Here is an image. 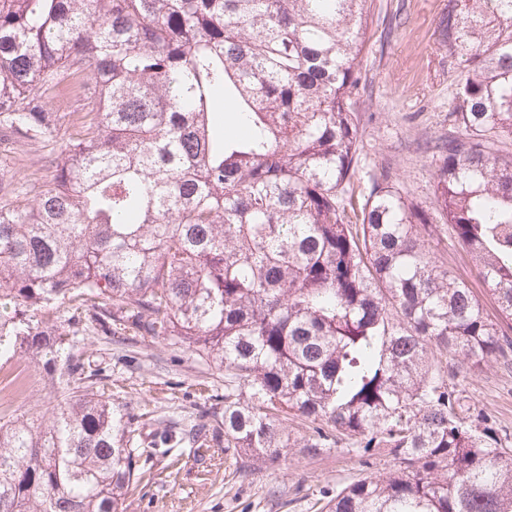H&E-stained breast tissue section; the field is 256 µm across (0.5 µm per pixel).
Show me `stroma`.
<instances>
[{
  "label": "stroma",
  "instance_id": "stroma-1",
  "mask_svg": "<svg viewBox=\"0 0 512 512\" xmlns=\"http://www.w3.org/2000/svg\"><path fill=\"white\" fill-rule=\"evenodd\" d=\"M445 5L446 0H368L371 38L358 63L361 85L354 98L361 133L355 195L367 193L373 178L386 170L409 199L426 207L435 204L438 160L423 145L451 132L448 114L460 78L437 41ZM71 131L63 125L40 144L1 142L0 181L39 186L49 178L51 161ZM432 248L473 289L489 317H497L494 297L452 236L435 237ZM78 350L111 375L114 396L143 412L150 430L196 413L199 383L208 382L216 394L224 392L223 374L199 366L190 354L172 355L160 343L145 340L134 347L142 362L138 369L118 364L121 346L99 336L87 337ZM457 385L477 410L512 435V364L491 360L480 372L459 377ZM234 468L224 456L201 461L189 451L178 468L157 463L149 484L129 494L127 512H318L323 496L367 472L359 457L340 448L315 458L294 449L275 467L245 477L235 476Z\"/></svg>",
  "mask_w": 512,
  "mask_h": 512
}]
</instances>
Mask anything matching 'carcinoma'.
<instances>
[{"label":"carcinoma","mask_w":512,"mask_h":512,"mask_svg":"<svg viewBox=\"0 0 512 512\" xmlns=\"http://www.w3.org/2000/svg\"><path fill=\"white\" fill-rule=\"evenodd\" d=\"M370 25L367 0H0V141L50 140L58 88L93 83L35 197L0 186V359L47 367L53 399L0 416V512H126L184 443L243 475L392 457L320 512H512V442L455 383L512 349V0L439 17L465 77L433 209L388 171L353 202ZM441 225L498 319L435 256ZM86 334L188 352L224 397L145 436Z\"/></svg>","instance_id":"1"}]
</instances>
